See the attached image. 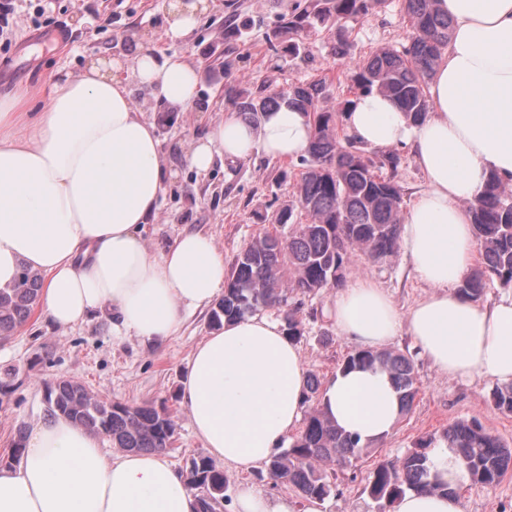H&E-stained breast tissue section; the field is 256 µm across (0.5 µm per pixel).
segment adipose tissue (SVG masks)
<instances>
[{
	"instance_id": "obj_1",
	"label": "adipose tissue",
	"mask_w": 512,
	"mask_h": 512,
	"mask_svg": "<svg viewBox=\"0 0 512 512\" xmlns=\"http://www.w3.org/2000/svg\"><path fill=\"white\" fill-rule=\"evenodd\" d=\"M452 21L446 52L429 88V112L413 121L390 96H359L343 115L358 142L409 147L427 188L408 208L405 252L430 294L400 313L368 276L339 288L332 317L360 348L386 347L407 330L421 354L456 378L512 382V295L489 306L459 285L479 258L467 205L489 176L512 185V0H436ZM136 78L155 97L187 112L197 74L182 57L144 53ZM306 114L280 106L254 126L226 114L193 140L189 162L207 172L215 158L236 162L254 149L272 158L304 154ZM168 172L156 124L133 101L109 63L40 87L0 94V288L22 267L42 278L41 315L68 329L97 312L112 332L143 342L175 335L188 311L210 305L227 270L212 236L182 231L150 249L147 225L161 208ZM307 368L284 325L265 315L225 323L193 350L181 399L211 455L248 471L267 462L300 421ZM320 406L360 444L388 435L400 399L380 368L338 370ZM449 492L406 491L396 512H465L453 489L465 474L446 443L430 452ZM321 500L296 503L246 489L237 512H322ZM194 494L159 452L103 451L100 436L59 415L33 424L24 453L0 468V512H196Z\"/></svg>"
}]
</instances>
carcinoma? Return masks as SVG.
<instances>
[{"mask_svg":"<svg viewBox=\"0 0 512 512\" xmlns=\"http://www.w3.org/2000/svg\"><path fill=\"white\" fill-rule=\"evenodd\" d=\"M385 0H314L288 17L286 31L297 34L318 21L339 57L350 52L347 23L373 13ZM436 0H405L412 36L403 51L382 49L359 60L352 80L361 93L378 91L394 97L414 119L429 110L425 90L441 51L448 45L452 24L435 7ZM323 81L293 85L286 91L252 90L236 80L224 84V99L236 111L258 122L262 114L282 103L305 112L312 126L303 172L297 183L300 215L286 236L266 233L235 257L224 295L211 314V324L244 318L262 307H282L288 288L314 294L338 284L352 253L361 249L375 261L393 256L399 246L402 195L395 178L399 157L395 153L366 151L350 139L340 140L332 112L320 106ZM483 266L462 281L460 293L477 300L486 281L512 286V191L497 178H489L483 194L468 204ZM40 277L22 270L10 288L0 289V340H6L27 322L38 304ZM288 338L303 337L298 309L283 310ZM381 367L400 392L402 412L411 408L418 393L411 360L402 353L358 350L348 354L341 367ZM48 412L112 439L125 451L170 449L175 423L163 408L152 404L132 406L112 402L74 379H60L45 389ZM495 408L512 413V383L495 391ZM443 439L463 460L469 478L484 485L497 483L512 467V447L487 431L475 419L460 420L436 438L421 439L402 456L379 463L367 477L364 491L379 512L396 504L407 490H441L446 487L429 459V449ZM363 447L344 435L313 407L303 430L290 448L271 456L266 469L289 484L301 497L325 499L336 489V474L323 470L327 460L340 467L352 465ZM195 490L199 512H223L228 479L207 458L191 460L186 471Z\"/></svg>","mask_w":512,"mask_h":512,"instance_id":"carcinoma-1","label":"carcinoma"}]
</instances>
